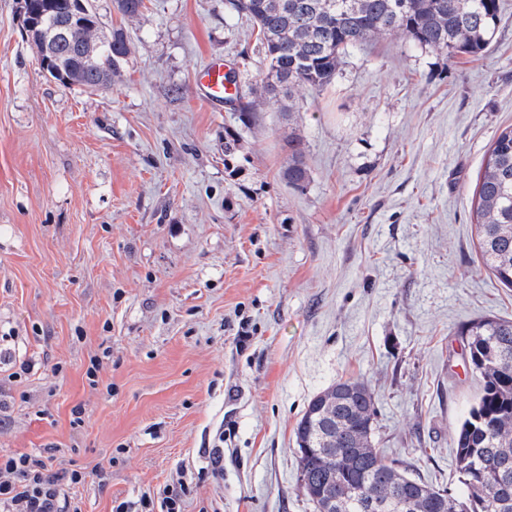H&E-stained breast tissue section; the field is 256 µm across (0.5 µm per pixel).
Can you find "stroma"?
<instances>
[{
    "instance_id": "1",
    "label": "stroma",
    "mask_w": 512,
    "mask_h": 512,
    "mask_svg": "<svg viewBox=\"0 0 512 512\" xmlns=\"http://www.w3.org/2000/svg\"><path fill=\"white\" fill-rule=\"evenodd\" d=\"M502 3L479 59L396 34L350 49L331 85L300 90L304 111L259 113L229 170L231 112L194 76L212 57L264 64L224 0H144L131 22L95 0L130 55L93 94L44 76L19 0H0V455L82 472L61 488L78 512H158L183 478V512H314L294 428L351 378L378 398L379 447L459 492L451 436L480 382L457 331L512 320L471 217L512 126ZM291 133L301 190L279 178Z\"/></svg>"
}]
</instances>
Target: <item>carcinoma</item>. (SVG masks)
<instances>
[{
  "mask_svg": "<svg viewBox=\"0 0 512 512\" xmlns=\"http://www.w3.org/2000/svg\"><path fill=\"white\" fill-rule=\"evenodd\" d=\"M224 0V13L245 16L258 28L265 71L227 72L236 96L227 99L234 121L250 128L263 109L288 101L302 112L298 87L322 89L336 77L341 58L387 33L401 34L450 60L484 55L500 20L501 0ZM24 31L39 52L42 70L64 87L101 92L120 74L130 53L127 36L112 30L94 63L82 41L104 35L93 0H23ZM71 20L69 40L44 54L39 19ZM280 179L302 189L308 181L306 143L284 140ZM241 151L240 132L224 129V158ZM472 220L483 265L512 288V127L499 132L484 156L474 190ZM464 357L481 381L467 415L455 428L456 496L397 467L375 441L376 395L363 381L340 379L314 395L295 427L298 483L315 512H512V320L483 317L464 324Z\"/></svg>",
  "mask_w": 512,
  "mask_h": 512,
  "instance_id": "cac0c4a2",
  "label": "carcinoma"
}]
</instances>
